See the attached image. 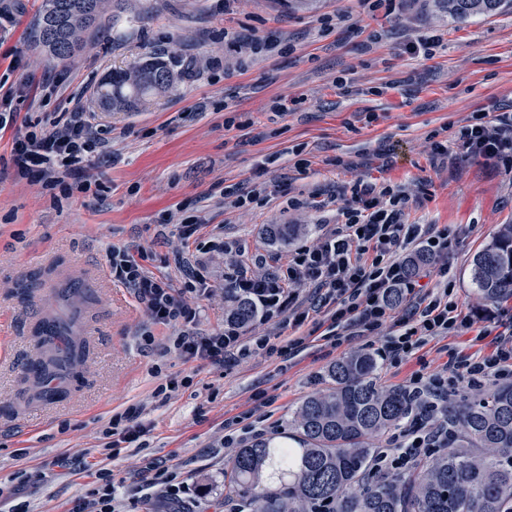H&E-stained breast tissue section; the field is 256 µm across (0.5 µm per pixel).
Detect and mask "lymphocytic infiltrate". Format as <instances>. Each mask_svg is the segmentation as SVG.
<instances>
[{"instance_id": "obj_1", "label": "lymphocytic infiltrate", "mask_w": 512, "mask_h": 512, "mask_svg": "<svg viewBox=\"0 0 512 512\" xmlns=\"http://www.w3.org/2000/svg\"><path fill=\"white\" fill-rule=\"evenodd\" d=\"M105 142L99 138L90 113H70L64 122L29 127L12 143V163L19 177H32L48 192H67L68 179L79 172L90 155ZM436 153L448 160L463 154L512 168V109L494 108L473 116L454 143L441 140ZM410 207L400 188L356 182L344 198L340 219L315 242L289 249L272 258L256 257L261 273H248L236 263L227 274L229 288L251 300L260 324L271 334L252 335L249 328L231 322L210 333L197 332V311L187 305L166 278L155 275L129 247H111L106 261L114 283L130 288L150 323L176 326L173 347L185 361L228 364L256 348L287 357L323 340L338 348L360 337L381 339L380 357L392 364L413 358L433 338L475 332L490 339L487 353L452 354L441 372L417 374L409 388L415 409L391 447L380 449L375 472L410 468L448 445V390L485 378L512 377V322L500 328L476 326L461 316L448 278V255L458 235L448 225L409 224ZM438 257L427 283L407 272L405 253L413 244ZM317 297L307 301L304 289ZM404 297L405 306L392 303ZM286 344H278V337ZM147 433L140 405L113 414L105 431L113 453L140 441Z\"/></svg>"}]
</instances>
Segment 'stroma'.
<instances>
[{
    "instance_id": "obj_1",
    "label": "stroma",
    "mask_w": 512,
    "mask_h": 512,
    "mask_svg": "<svg viewBox=\"0 0 512 512\" xmlns=\"http://www.w3.org/2000/svg\"><path fill=\"white\" fill-rule=\"evenodd\" d=\"M41 6L0 0V96L12 92L18 123L92 113L107 145L88 169L98 192L75 189L58 203L0 168V512L19 503L69 512L77 502L97 512L89 489L98 470L118 488L113 512H171L161 487L137 493L151 461L189 485L188 512H232L224 468L235 451L224 445L225 422L254 411L260 394L272 401L262 437L280 439L301 402L329 387L332 365L376 351L363 338L338 349L315 341L285 361L252 352L227 368L159 354L141 340L147 318L133 291L110 277V246L145 251L146 267L180 289L187 274L176 255L203 264L208 294L185 298L199 310L198 329L210 332L224 326L234 260L214 251L216 241L269 257L285 247L268 238V225L299 224L298 240L309 244L335 223L356 181L389 184L413 201L406 223L460 227L448 262L462 315L512 321V299L479 303L470 277L474 254L512 224V170L443 161L430 139L437 131L455 138L474 113L512 104V0L464 20L435 0H400L389 15L362 0H316L310 9L289 0H122L113 29L65 60L40 51ZM423 35L436 44L410 54ZM155 56L176 74L165 93L125 111L99 108L102 79ZM280 99L289 111H272ZM256 184L277 187L267 205L225 207L224 187ZM292 196L304 207L289 209ZM192 214L205 227L186 240L177 224ZM49 272L101 278L99 302L44 290L24 300L26 281ZM39 312L66 316L72 335L90 343L79 378L51 408L40 403V383L24 380ZM451 348L472 353L479 344L469 335L430 340L408 362H380V382L408 387L417 371L439 372ZM170 378L184 387L155 398ZM132 403L150 431L142 447L109 455L103 432Z\"/></svg>"
}]
</instances>
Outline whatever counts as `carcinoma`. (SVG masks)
<instances>
[{"label":"carcinoma","instance_id":"1","mask_svg":"<svg viewBox=\"0 0 512 512\" xmlns=\"http://www.w3.org/2000/svg\"><path fill=\"white\" fill-rule=\"evenodd\" d=\"M106 0H43L39 43L53 59L80 51L87 39L110 27ZM502 0H439L446 12L465 18L492 14ZM173 82L168 64L151 58L114 70L96 88L100 107L126 109L166 91ZM296 224H272L269 236L286 245ZM471 281L482 302L512 299V224L472 260ZM231 318L244 325L255 319L246 299L237 300ZM68 322H56L60 335L38 336L47 350L35 377L62 367L75 369L86 343L69 340ZM376 360L356 352L329 370L331 386L309 395L288 423L296 448H276L267 440L239 449L224 471V499L249 512H512V384L489 397L465 401L448 413V447L409 471L376 475L372 439L399 427L414 409L401 389L378 383Z\"/></svg>","mask_w":512,"mask_h":512}]
</instances>
